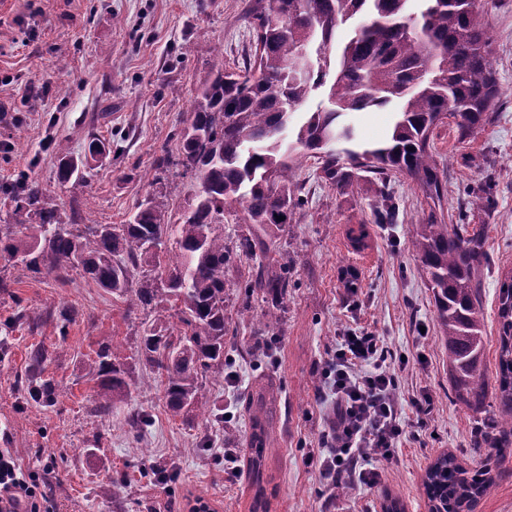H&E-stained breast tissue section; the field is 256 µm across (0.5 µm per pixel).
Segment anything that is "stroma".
<instances>
[{"label":"stroma","instance_id":"1","mask_svg":"<svg viewBox=\"0 0 512 512\" xmlns=\"http://www.w3.org/2000/svg\"><path fill=\"white\" fill-rule=\"evenodd\" d=\"M247 0H0V219L20 232L1 192L19 174L36 176L62 201L63 219L122 224L138 202L153 199L180 215L197 190L194 179L168 173L156 180L163 151L177 152L182 120L210 72L216 46L224 63L254 52L244 19ZM492 36L503 104L494 122L466 140L454 127L439 129L449 219L487 228V260L479 270L484 326L483 370L496 381L499 351L498 288L512 275V0H479ZM36 96L35 110L23 103ZM112 153L90 157V143ZM88 159V185L70 191L57 182L64 156ZM304 204L286 229L268 228L271 257L290 260L287 310L264 338L253 334L268 303L246 297L253 267L244 259L225 273L228 284V378L208 380L223 426L199 413L172 416L164 384L134 354L146 311L100 288L79 271L65 281L44 279L0 259V448L15 449L24 465L51 463L58 512H189L194 500L211 512H382L387 498L403 512H429L424 481L437 457L464 467L492 456L474 447L477 416L456 401L448 351L439 336L435 305L412 239L428 206L416 186L393 175L363 174L352 192L337 194L316 173L313 159L296 171ZM393 223H380L385 198ZM363 229L355 248L351 230ZM379 336L388 352L403 434L392 460L380 466L378 486L333 494L306 455L318 451L336 407L321 367L349 331ZM125 362L131 394L98 416L85 365L101 342ZM48 359L43 377L59 389L53 406L27 390L30 354ZM279 389L261 484L250 474L224 478L225 448L248 454V406L260 386ZM429 397L425 412L412 399ZM145 413L136 428L131 415Z\"/></svg>","mask_w":512,"mask_h":512}]
</instances>
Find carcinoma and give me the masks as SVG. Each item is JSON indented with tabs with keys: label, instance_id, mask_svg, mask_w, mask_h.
<instances>
[{
	"label": "carcinoma",
	"instance_id": "carcinoma-1",
	"mask_svg": "<svg viewBox=\"0 0 512 512\" xmlns=\"http://www.w3.org/2000/svg\"><path fill=\"white\" fill-rule=\"evenodd\" d=\"M249 0L247 19L255 31L253 58L224 68V46L209 77L194 92L183 120L179 151L165 153L157 170L191 175L198 190L187 211L172 220L166 208L147 199L125 224H66L61 203L36 178L23 173L7 189L13 213L32 223L22 235L0 231V257L39 277L66 278L80 269L102 288L130 299L153 314L137 347L138 360L165 379L173 415L200 411L212 417L204 382L224 374L227 310L224 273L238 260L254 261L245 292L275 303L265 314L277 320L288 300V263L275 265L266 242L242 236L224 242V211L240 209L244 224L292 223L303 203L294 154L317 160L322 178L339 194L371 172L399 174L432 202L424 223L416 225L413 247L435 302L441 339L448 347L452 392L459 402L484 415L474 443L512 455V275L498 290L500 351L494 391L481 369L485 350L479 318V268L485 255L482 224H450L442 199L447 175L440 170L433 131L450 122L465 138L492 122L500 90L490 37L479 20L478 0ZM363 17L353 34L337 39L340 28ZM319 52L299 60L300 49ZM334 80L328 105L317 107L296 136L294 150L282 149L280 135L292 112ZM401 107L390 137L378 144L358 140L343 121L351 112ZM58 182L77 190L86 180L78 163L62 162ZM284 217L279 221L276 216ZM179 253L165 254L169 238ZM178 324H171V319ZM97 411L106 415L131 394L127 369L112 346L100 344L87 364ZM31 397L55 403L54 382L29 380ZM278 390L268 385L252 414L253 431L246 467L253 481L262 477L272 404ZM503 478L491 463L467 469L454 457H439L426 474L430 512H473L475 504Z\"/></svg>",
	"mask_w": 512,
	"mask_h": 512
}]
</instances>
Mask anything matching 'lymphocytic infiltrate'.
<instances>
[{
	"label": "lymphocytic infiltrate",
	"instance_id": "f902f5d3",
	"mask_svg": "<svg viewBox=\"0 0 512 512\" xmlns=\"http://www.w3.org/2000/svg\"><path fill=\"white\" fill-rule=\"evenodd\" d=\"M387 360L378 336L350 331L326 362L322 373L336 392L342 420L316 458L324 478L369 488L379 483V464L391 459L403 433ZM364 364L370 372H361ZM48 484L47 472L25 467L13 449L0 448V512H57Z\"/></svg>",
	"mask_w": 512,
	"mask_h": 512
}]
</instances>
